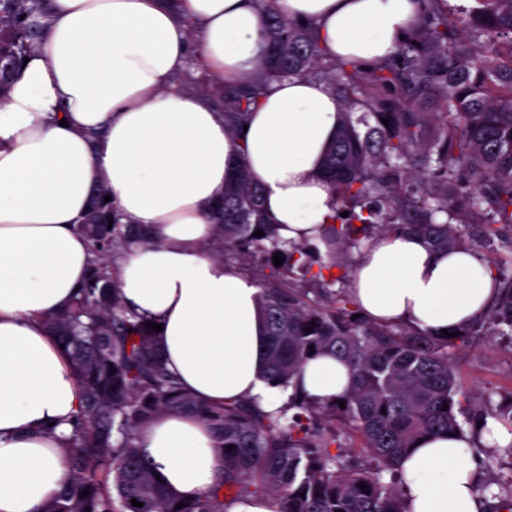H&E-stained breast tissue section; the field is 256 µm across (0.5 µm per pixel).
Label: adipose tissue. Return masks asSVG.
Segmentation results:
<instances>
[{
  "label": "adipose tissue",
  "instance_id": "1",
  "mask_svg": "<svg viewBox=\"0 0 512 512\" xmlns=\"http://www.w3.org/2000/svg\"><path fill=\"white\" fill-rule=\"evenodd\" d=\"M314 25L329 57L380 63L410 35L416 0H277ZM51 0L34 51L0 100V512H41L70 480L61 439L81 394L43 326L87 280L92 253L76 229L93 189L121 223L149 228L114 259L126 306L160 325L168 368L202 403L285 406L293 393L332 403L351 388L340 359L309 360L292 385L264 378L266 323L257 282L214 254V209L238 166L263 190L281 238L315 240L338 202L322 165L340 99L321 80L268 85L247 131L179 75L198 58L217 80L252 73L266 52L257 0ZM362 315L438 335L482 318L496 273L474 251L439 250L410 233H380L356 258ZM170 492L198 496L224 471L215 435L196 416L164 412L137 435ZM512 446L493 418L479 435H430L400 462L406 512H484L476 446Z\"/></svg>",
  "mask_w": 512,
  "mask_h": 512
}]
</instances>
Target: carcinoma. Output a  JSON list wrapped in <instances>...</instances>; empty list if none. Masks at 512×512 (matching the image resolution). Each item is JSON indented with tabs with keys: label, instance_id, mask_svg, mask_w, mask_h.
Instances as JSON below:
<instances>
[{
	"label": "carcinoma",
	"instance_id": "1",
	"mask_svg": "<svg viewBox=\"0 0 512 512\" xmlns=\"http://www.w3.org/2000/svg\"><path fill=\"white\" fill-rule=\"evenodd\" d=\"M474 2L418 0L412 35L387 62L367 66L327 58L311 25L264 0V58L245 78L208 91L231 133L276 79L322 80L342 102L323 164L339 207L321 245L281 239L265 218L262 189L243 167L213 220L220 256L261 288L268 380L291 383L311 346L336 355L353 371L343 409L295 394L266 413L249 401L203 405L184 390L154 329L126 308L108 272L111 253L131 238H150L119 222L105 190L92 191L78 219L95 254L90 282L65 311L45 319L68 351L82 401L64 444L70 483L43 512H224L227 497L259 493L271 497L274 512H405L401 458L423 434L463 431L455 350L489 332L512 335V257L491 259L497 302L452 337L355 317L347 277L323 270L346 265L383 232L420 234L444 250L512 245V0ZM48 6L0 0V100L35 47L30 18ZM257 230L263 235L253 236ZM171 410L207 421L224 456V478L195 498L170 493L136 444L141 428ZM351 438L368 452L370 467L350 468L329 451Z\"/></svg>",
	"mask_w": 512,
	"mask_h": 512
}]
</instances>
